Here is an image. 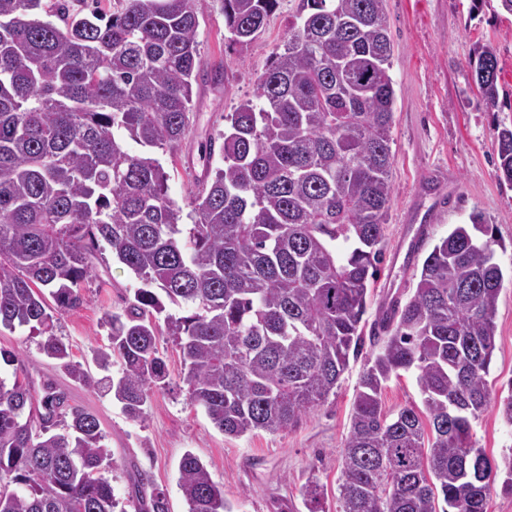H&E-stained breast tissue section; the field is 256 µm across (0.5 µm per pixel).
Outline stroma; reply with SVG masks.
<instances>
[{"label": "stroma", "instance_id": "obj_1", "mask_svg": "<svg viewBox=\"0 0 512 512\" xmlns=\"http://www.w3.org/2000/svg\"><path fill=\"white\" fill-rule=\"evenodd\" d=\"M300 0H278L259 38L247 48L230 44L216 0H194L199 19L201 66L223 65L224 82L194 87V126L176 153L158 151L169 175V193L186 200L189 167L204 155L209 137L224 127V117L256 95V79L273 49L282 43ZM393 49L390 75L395 89L391 149L393 198L384 226V262L370 290L367 324L380 317L384 298L407 300L429 250L459 224L481 215L496 241V259L512 273V184L496 170L497 133L512 125V14L497 0H384ZM491 43L502 67L497 108L481 99L469 64L477 45ZM423 247H416V239ZM138 282L112 256L97 263L96 274L77 309L59 313L56 334L83 368L94 369L92 351L109 343L105 317L122 312ZM496 349L488 381L492 407L473 423L477 447L492 459L512 451V424L495 403L512 392V282L501 290L496 312ZM39 336L29 328L0 329V375L27 373L34 389L52 385L71 406L97 414L112 451L105 472L118 502H125L138 477L147 488L165 491L170 512H188L178 485V463L192 452L223 484L233 512H309L305 487L316 481L326 494L324 512H338L342 449L366 356L350 361L335 395L277 432L256 431L230 437L218 430L203 408L190 403L181 378L178 348L163 335L158 350L169 371L166 387L154 390L144 421L129 419L102 390L72 379L57 361L43 355Z\"/></svg>", "mask_w": 512, "mask_h": 512}]
</instances>
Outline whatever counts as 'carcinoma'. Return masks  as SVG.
Segmentation results:
<instances>
[{
  "instance_id": "obj_1",
  "label": "carcinoma",
  "mask_w": 512,
  "mask_h": 512,
  "mask_svg": "<svg viewBox=\"0 0 512 512\" xmlns=\"http://www.w3.org/2000/svg\"><path fill=\"white\" fill-rule=\"evenodd\" d=\"M100 2L80 15L68 0H0V327L30 328L47 357L140 421L166 386L164 330L188 400L220 431L287 428L336 393L358 356L383 258L395 101L383 0H300L258 77L261 104L224 116L222 164L211 150L193 175L191 224L153 150L175 153L192 126L193 0H122L110 14ZM218 2L242 48L278 5ZM470 65L481 98L497 106L494 47L476 46ZM124 135L144 151L130 153ZM497 156L512 183V128L498 132ZM489 230L478 216L454 227L409 299L378 320L380 350L367 359L343 446L340 512H487L501 473L512 494V453L492 460L472 434L490 407L505 281ZM106 250L141 287L107 316L109 345L94 352L103 371L118 357L121 373L95 379L55 335L54 313L83 304ZM401 371L415 373L423 407L388 414L382 389ZM33 400L28 382L0 377V512H116L98 416L49 384L36 419L25 414ZM144 486L129 502L169 512L165 493ZM179 487L188 512H232L192 453L179 462Z\"/></svg>"
}]
</instances>
